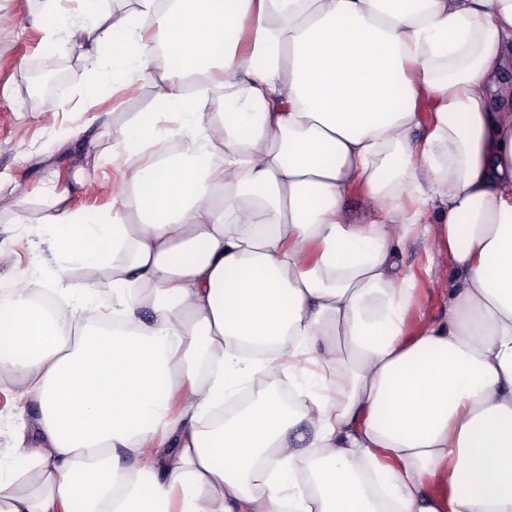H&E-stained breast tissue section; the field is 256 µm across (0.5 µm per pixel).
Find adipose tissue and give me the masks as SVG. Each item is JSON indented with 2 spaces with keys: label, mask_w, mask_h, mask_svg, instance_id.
Listing matches in <instances>:
<instances>
[{
  "label": "adipose tissue",
  "mask_w": 512,
  "mask_h": 512,
  "mask_svg": "<svg viewBox=\"0 0 512 512\" xmlns=\"http://www.w3.org/2000/svg\"><path fill=\"white\" fill-rule=\"evenodd\" d=\"M80 2L30 18L46 48L167 64L113 139L197 148L50 215L51 253L107 274L97 321L89 287L0 299L39 409L0 512H512V0ZM215 70L219 119L185 88ZM421 232L448 301L411 336Z\"/></svg>",
  "instance_id": "obj_1"
}]
</instances>
